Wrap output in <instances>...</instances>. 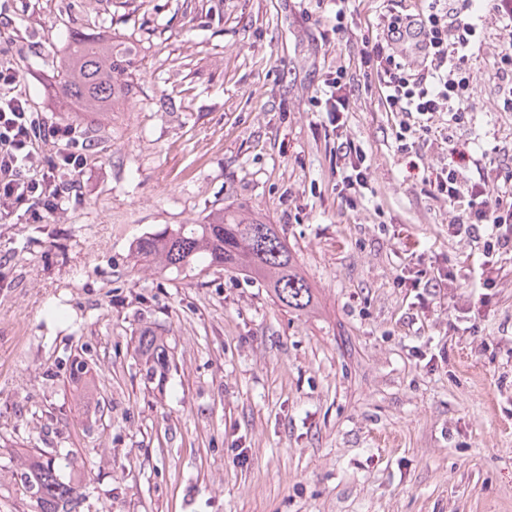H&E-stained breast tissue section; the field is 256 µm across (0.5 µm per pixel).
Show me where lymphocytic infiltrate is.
I'll use <instances>...</instances> for the list:
<instances>
[{"label":"lymphocytic infiltrate","mask_w":512,"mask_h":512,"mask_svg":"<svg viewBox=\"0 0 512 512\" xmlns=\"http://www.w3.org/2000/svg\"><path fill=\"white\" fill-rule=\"evenodd\" d=\"M500 23V49L491 65L499 109L512 112V0H408L401 8L375 12L367 20L368 38L355 64L325 74L311 99L326 113L336 137V200L354 211L372 192L370 159L347 134L355 96L376 97L389 116L396 150L418 155L432 143H446L453 127L465 124L469 96L468 61L483 36V18ZM415 55L419 67L407 57ZM52 142L53 155L42 146ZM496 159L482 164L459 152L447 167L425 178L431 193L459 211L449 225L452 237L465 235L483 244L479 285L491 286L499 260L512 255V141L495 149ZM476 174L465 177L464 164ZM88 165L87 144L76 126L50 123L34 111L22 88V75L7 49L0 48V220L25 210L32 222L64 214L79 195V178Z\"/></svg>","instance_id":"f902f5d3"}]
</instances>
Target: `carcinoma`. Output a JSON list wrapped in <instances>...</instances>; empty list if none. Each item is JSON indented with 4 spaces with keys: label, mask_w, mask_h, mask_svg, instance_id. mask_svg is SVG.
Returning <instances> with one entry per match:
<instances>
[{
    "label": "carcinoma",
    "mask_w": 512,
    "mask_h": 512,
    "mask_svg": "<svg viewBox=\"0 0 512 512\" xmlns=\"http://www.w3.org/2000/svg\"><path fill=\"white\" fill-rule=\"evenodd\" d=\"M119 49L97 37L74 34L57 70L63 98L83 112H112L134 88L132 74L118 60ZM137 254L161 269L177 271L197 265L240 270L268 288L286 308L305 312L313 306V288L275 224L248 220L220 209L204 224H180L145 235ZM140 373L149 383L170 371L167 347L151 331L138 336ZM34 512H79L84 476L62 458L43 451L29 456L20 476Z\"/></svg>",
    "instance_id": "obj_1"
}]
</instances>
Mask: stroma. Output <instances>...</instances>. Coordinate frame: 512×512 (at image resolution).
Returning <instances> with one entry per match:
<instances>
[{
  "label": "stroma",
  "mask_w": 512,
  "mask_h": 512,
  "mask_svg": "<svg viewBox=\"0 0 512 512\" xmlns=\"http://www.w3.org/2000/svg\"><path fill=\"white\" fill-rule=\"evenodd\" d=\"M298 0H0V46L30 103L71 113L55 83L69 34L130 45L135 81L60 218L0 222V512H31L13 444L87 477L81 512H512V259L477 288L482 245L422 179L512 139L490 76L496 21L469 60L468 123L411 159L356 102L348 132L376 195L336 203L323 74L360 32L328 34ZM278 225L317 297L289 311L237 270L176 274L133 257L143 235L215 208ZM458 287L415 296L408 251ZM162 336L163 381L135 341ZM94 405L77 408L73 361ZM137 351L144 382H152L158 375L161 377L169 372L171 359L167 347L153 332L144 331L138 336Z\"/></svg>",
  "instance_id": "35a3bbf8"
}]
</instances>
